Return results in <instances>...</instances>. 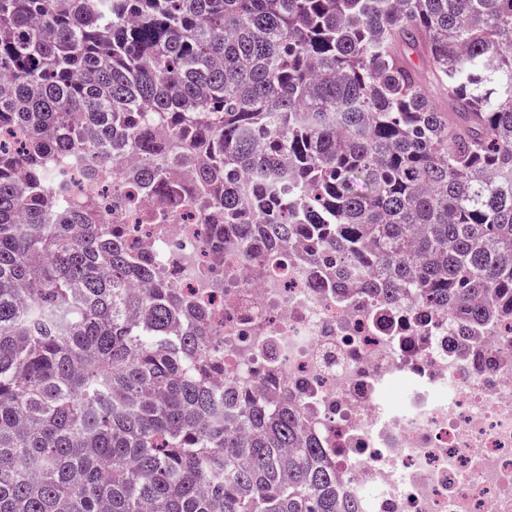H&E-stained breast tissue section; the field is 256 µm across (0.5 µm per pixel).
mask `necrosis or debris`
<instances>
[{
    "instance_id": "necrosis-or-debris-1",
    "label": "necrosis or debris",
    "mask_w": 512,
    "mask_h": 512,
    "mask_svg": "<svg viewBox=\"0 0 512 512\" xmlns=\"http://www.w3.org/2000/svg\"><path fill=\"white\" fill-rule=\"evenodd\" d=\"M124 163L94 182L70 176V197L109 189L102 215H118L135 245L209 309L225 381L264 388L275 369L343 479L342 502L361 512H512V337L471 342L455 315L405 300L388 305L343 279L321 287L305 247L282 267L233 239L213 262L195 210L141 199L118 210Z\"/></svg>"
}]
</instances>
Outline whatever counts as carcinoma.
Here are the masks:
<instances>
[{"label":"carcinoma","mask_w":512,"mask_h":512,"mask_svg":"<svg viewBox=\"0 0 512 512\" xmlns=\"http://www.w3.org/2000/svg\"><path fill=\"white\" fill-rule=\"evenodd\" d=\"M414 50L415 64L404 55ZM445 91L429 95L421 66ZM0 512H357L288 393L57 161L302 241L393 306L512 320V0H0Z\"/></svg>","instance_id":"carcinoma-1"}]
</instances>
